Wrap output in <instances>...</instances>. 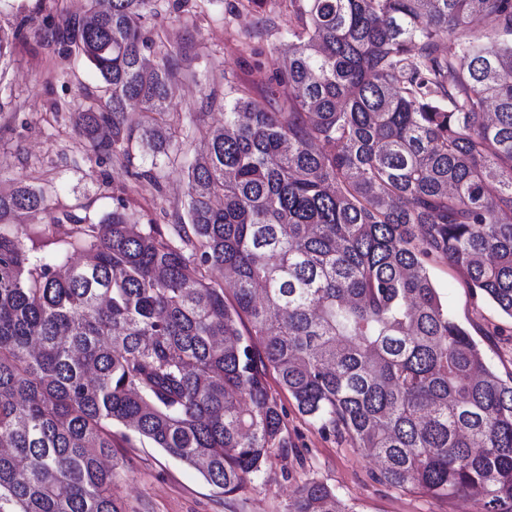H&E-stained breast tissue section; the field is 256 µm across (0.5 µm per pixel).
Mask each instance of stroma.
<instances>
[{
    "mask_svg": "<svg viewBox=\"0 0 512 512\" xmlns=\"http://www.w3.org/2000/svg\"><path fill=\"white\" fill-rule=\"evenodd\" d=\"M84 0H0V32L9 34V52L0 57V189L24 180L42 191L44 207L22 215L21 223L39 226L73 214L98 222L124 207L131 223H174L185 204V165L200 151L195 130L224 121L229 84L250 91L269 108L288 101L281 79L290 21L284 0H156L148 26L150 60L168 52L178 78L171 86L170 108L179 128L182 162L153 163L151 153L131 144L125 157L94 155L73 124L100 93L94 71L67 59L61 46L46 45L41 30L82 9ZM152 170L154 180L134 179ZM448 306L502 375L512 372V320L461 287L448 265L432 268ZM271 394L283 410L290 446L274 451L267 479L227 500L194 468L167 456L148 441L116 438L119 466L112 495L125 512H288L298 486L315 479L336 489L357 512H481L475 499L438 498L417 489L390 488L374 480L372 457L348 439L321 432L297 410L275 375Z\"/></svg>",
    "mask_w": 512,
    "mask_h": 512,
    "instance_id": "35a3bbf8",
    "label": "stroma"
}]
</instances>
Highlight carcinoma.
<instances>
[{
    "label": "carcinoma",
    "mask_w": 512,
    "mask_h": 512,
    "mask_svg": "<svg viewBox=\"0 0 512 512\" xmlns=\"http://www.w3.org/2000/svg\"><path fill=\"white\" fill-rule=\"evenodd\" d=\"M151 2L85 0L41 37L103 83L75 113L93 153L138 138L171 163L176 68L143 56ZM288 11V106L229 86L178 223L25 227L42 192L0 191V512H124L115 427L238 495L288 447L270 372L376 481L512 512V377L430 271L512 318V0ZM474 15L486 31L442 52ZM337 502L311 480L288 512H354Z\"/></svg>",
    "instance_id": "carcinoma-1"
}]
</instances>
